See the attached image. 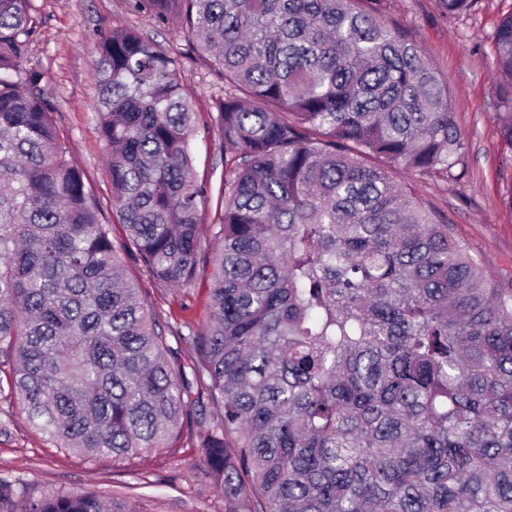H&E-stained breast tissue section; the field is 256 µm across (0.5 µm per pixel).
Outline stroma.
<instances>
[{"label": "stroma", "instance_id": "1", "mask_svg": "<svg viewBox=\"0 0 512 512\" xmlns=\"http://www.w3.org/2000/svg\"><path fill=\"white\" fill-rule=\"evenodd\" d=\"M38 28L28 49L41 71L47 96L57 108L56 131L85 175L89 192L102 206V219L117 216L110 201L107 148L94 114L95 73L100 28H132L177 55L181 80L197 101L201 122H210L215 79L191 50L183 34L137 13L130 0H31ZM512 13V0H477L471 12L443 15L437 0H386V16L404 27L432 67L448 81L464 147L455 178L420 179L421 193L466 242L488 262L489 277L512 269V151L501 143L492 90V38L500 19ZM198 172L219 183L224 149L217 130L200 132L193 143ZM133 271L139 288L161 324L170 331L198 328L208 320L210 267L201 265L193 288L173 293L155 286L141 265ZM197 448L183 445L131 458H89L55 447L32 431L16 402L0 394V512H18L23 495L86 490L129 502L137 512H227L223 493L194 468Z\"/></svg>", "mask_w": 512, "mask_h": 512}]
</instances>
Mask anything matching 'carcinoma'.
Instances as JSON below:
<instances>
[{
  "mask_svg": "<svg viewBox=\"0 0 512 512\" xmlns=\"http://www.w3.org/2000/svg\"><path fill=\"white\" fill-rule=\"evenodd\" d=\"M385 2L133 0L223 83L209 320L173 346L127 259L168 290L202 260L179 58L98 32L117 245L28 65L31 0H0V373L33 430L119 458L186 432L243 512H512V272L489 278L395 180L448 177L463 141L448 83ZM474 2L438 0L450 16ZM493 50L512 148V14ZM20 512L129 509L75 491Z\"/></svg>",
  "mask_w": 512,
  "mask_h": 512,
  "instance_id": "1",
  "label": "carcinoma"
}]
</instances>
